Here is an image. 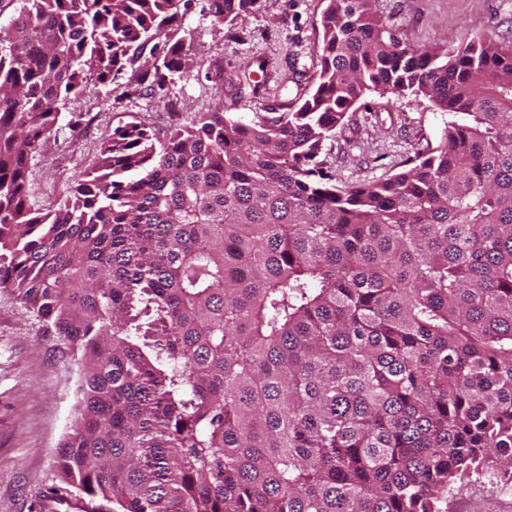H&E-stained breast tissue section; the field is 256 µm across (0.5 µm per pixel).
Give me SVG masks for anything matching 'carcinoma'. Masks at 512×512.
<instances>
[{"label":"carcinoma","instance_id":"obj_1","mask_svg":"<svg viewBox=\"0 0 512 512\" xmlns=\"http://www.w3.org/2000/svg\"><path fill=\"white\" fill-rule=\"evenodd\" d=\"M182 0H23L0 25V289L81 352L61 484L93 512H440L512 476V51L413 48L328 0L292 112L224 101L131 123L45 212L29 164L59 103L203 62ZM233 27L258 0H202ZM448 113L414 165L338 187L326 141L369 93Z\"/></svg>","mask_w":512,"mask_h":512}]
</instances>
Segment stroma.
<instances>
[{"mask_svg": "<svg viewBox=\"0 0 512 512\" xmlns=\"http://www.w3.org/2000/svg\"><path fill=\"white\" fill-rule=\"evenodd\" d=\"M327 0H259L227 34L189 0L171 40L184 41L223 76L175 77L168 91L127 90L125 79L61 103L56 133L30 163L28 199L44 210L70 195L96 169L114 129L139 123L158 134L194 125L216 101L245 119L289 112L320 69V17ZM388 29L413 46L448 45L470 33L512 47V0H372ZM176 98L169 111L167 98ZM448 113L409 97L371 93L349 112L318 166L333 184L370 183L406 171L416 152L438 146ZM79 354L69 349L12 292L0 289V512H41L58 482L60 446L80 398ZM441 512H512V480L472 476L467 491L447 495Z\"/></svg>", "mask_w": 512, "mask_h": 512, "instance_id": "stroma-1", "label": "stroma"}]
</instances>
